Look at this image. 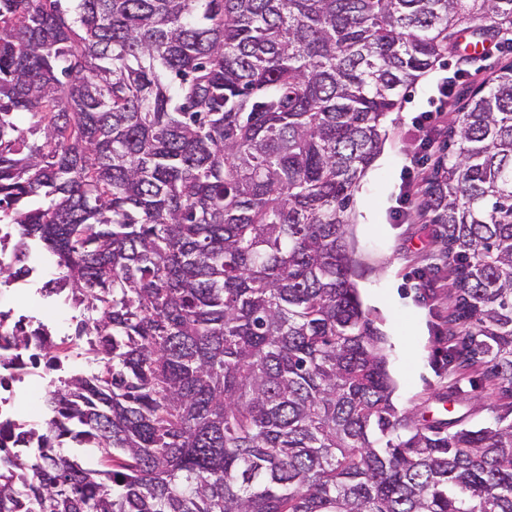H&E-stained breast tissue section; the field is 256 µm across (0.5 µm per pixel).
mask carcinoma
<instances>
[{
    "mask_svg": "<svg viewBox=\"0 0 512 512\" xmlns=\"http://www.w3.org/2000/svg\"><path fill=\"white\" fill-rule=\"evenodd\" d=\"M465 31L512 0H0V207L93 366L31 447L0 426V512H512V63L416 204L446 399L491 421L397 408L351 245L386 118Z\"/></svg>",
    "mask_w": 512,
    "mask_h": 512,
    "instance_id": "obj_1",
    "label": "carcinoma"
}]
</instances>
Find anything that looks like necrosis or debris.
Instances as JSON below:
<instances>
[{"mask_svg": "<svg viewBox=\"0 0 512 512\" xmlns=\"http://www.w3.org/2000/svg\"><path fill=\"white\" fill-rule=\"evenodd\" d=\"M0 267L10 272L8 278L0 280V422L27 435L34 427L25 418L21 399L31 388L83 367L84 359L77 353L61 362L55 359L52 344L58 341L62 329L57 305L45 291L31 292L30 283L44 270L31 252L17 248L11 224H0ZM35 308L42 315L45 335L32 337L26 350L10 349L12 336L26 324L28 311Z\"/></svg>", "mask_w": 512, "mask_h": 512, "instance_id": "obj_1", "label": "necrosis or debris"}]
</instances>
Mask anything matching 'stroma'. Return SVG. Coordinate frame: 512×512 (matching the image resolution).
Masks as SVG:
<instances>
[{
  "label": "stroma",
  "mask_w": 512,
  "mask_h": 512,
  "mask_svg": "<svg viewBox=\"0 0 512 512\" xmlns=\"http://www.w3.org/2000/svg\"><path fill=\"white\" fill-rule=\"evenodd\" d=\"M507 59L512 48L486 44L482 56L453 52L409 87L389 114L387 140L361 181L352 214L353 245L360 263V297L384 338L388 368L396 383L398 409L437 415L446 393L437 327L448 314V291L430 293L416 271L429 264L434 248L428 224L414 217L405 197L407 165L424 156L427 140L446 130L451 118L439 93L448 78L457 88L477 87Z\"/></svg>",
  "instance_id": "stroma-1"
}]
</instances>
